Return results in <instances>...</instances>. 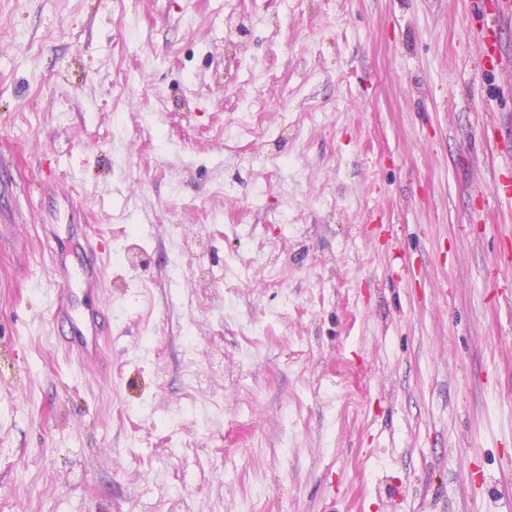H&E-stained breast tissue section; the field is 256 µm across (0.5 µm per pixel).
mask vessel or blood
<instances>
[{
  "mask_svg": "<svg viewBox=\"0 0 512 512\" xmlns=\"http://www.w3.org/2000/svg\"><path fill=\"white\" fill-rule=\"evenodd\" d=\"M478 17L477 32L486 44L481 65L497 73L512 67V56L501 44V34L512 21V0H474ZM84 255L80 265H73L69 247L55 249L52 274L62 287L54 317L67 327L63 342L69 353L86 363H99L109 334L105 309L106 249L103 242L84 237L79 246Z\"/></svg>",
  "mask_w": 512,
  "mask_h": 512,
  "instance_id": "1",
  "label": "vessel or blood"
}]
</instances>
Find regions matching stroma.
I'll use <instances>...</instances> for the list:
<instances>
[{"instance_id": "stroma-1", "label": "stroma", "mask_w": 512, "mask_h": 512, "mask_svg": "<svg viewBox=\"0 0 512 512\" xmlns=\"http://www.w3.org/2000/svg\"><path fill=\"white\" fill-rule=\"evenodd\" d=\"M472 8L0 0V512H512V72ZM53 171L110 248L100 372ZM77 248L84 255L78 267L72 264L69 246L55 249L51 256L52 274L63 288L54 319L68 328L61 336L67 351L83 362L98 364L109 334L104 305L107 252L102 241L89 236Z\"/></svg>"}]
</instances>
